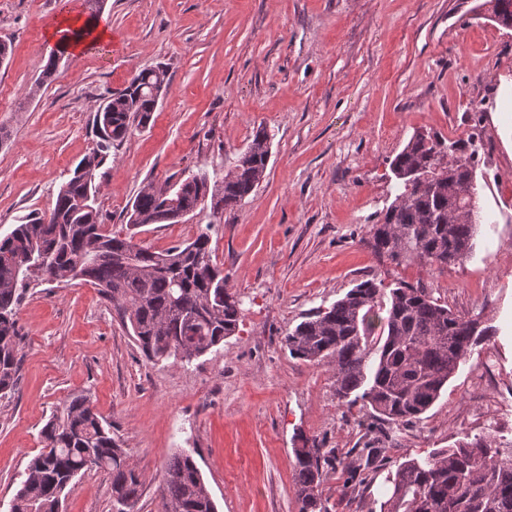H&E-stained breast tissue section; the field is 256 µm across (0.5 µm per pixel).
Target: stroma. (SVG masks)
I'll use <instances>...</instances> for the list:
<instances>
[{"label": "stroma", "mask_w": 512, "mask_h": 512, "mask_svg": "<svg viewBox=\"0 0 512 512\" xmlns=\"http://www.w3.org/2000/svg\"><path fill=\"white\" fill-rule=\"evenodd\" d=\"M483 0H105L112 45L64 55L46 29L83 0H0V236L48 211L95 145L102 98L139 71L166 66L170 88L96 178L105 227L162 251L210 226L211 247L242 322L189 363L148 360L89 284L32 282L17 320L14 394L0 399V512H10L40 431L72 395L89 397L141 474L134 512H161L165 466L190 452L218 512H297L293 451L320 443L380 456L358 484L344 468L322 488L330 512H378L386 476L405 460L492 433L512 452V30ZM267 170L242 205L179 224L130 228L144 187L224 172L257 127ZM480 134L472 256L448 267L394 266L369 228L394 201L389 164L414 133ZM378 274L431 288L495 334L477 346L421 419L388 425L340 402L332 370L292 357L288 331ZM64 512H115L110 479L80 474Z\"/></svg>", "instance_id": "stroma-1"}]
</instances>
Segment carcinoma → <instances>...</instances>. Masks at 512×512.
I'll use <instances>...</instances> for the list:
<instances>
[{"label": "carcinoma", "instance_id": "obj_1", "mask_svg": "<svg viewBox=\"0 0 512 512\" xmlns=\"http://www.w3.org/2000/svg\"><path fill=\"white\" fill-rule=\"evenodd\" d=\"M497 23L512 28V0H489ZM163 66L141 70L107 97L95 115L92 152L59 188L53 207L32 212L0 237V398L15 391L22 336L16 310L33 277L69 285H93L121 313L124 328L150 361L189 362L224 343L241 321L240 302L226 288L224 270L213 262L211 225L188 243L163 252L104 229L97 208L96 173L134 124H145L160 96ZM478 135L446 141L414 136L391 170L408 199L390 206L369 229L374 252L401 265L414 258L456 265L474 249L476 202L466 190L475 179ZM270 159L268 135L258 127L247 149L224 175H194L183 188L143 189L128 223L177 224L211 202L215 212L241 204L256 189ZM434 298L432 289L400 282L385 292L375 278L357 283L344 297L300 322L285 336L288 352L332 367L336 396L362 401L388 423L420 418L473 349L493 334ZM42 448L27 465L11 512H61L73 479L97 468L109 473L117 512H133L143 482L125 449L112 437L84 396L65 400L40 431ZM298 512H329L322 486L344 465L334 448H294ZM359 450L362 481L373 460ZM388 498L380 512H512V458L496 438L465 437L422 459L400 464L386 477ZM194 458L178 452L169 460L161 489L162 512H217Z\"/></svg>", "mask_w": 512, "mask_h": 512}]
</instances>
